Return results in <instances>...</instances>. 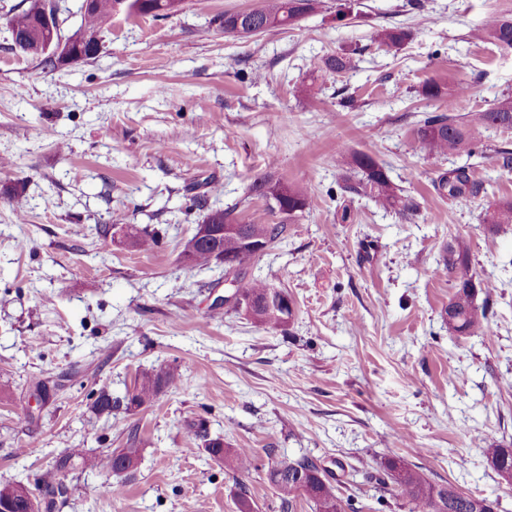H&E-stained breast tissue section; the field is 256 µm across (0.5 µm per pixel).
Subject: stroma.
<instances>
[{
  "label": "stroma",
  "instance_id": "35a3bbf8",
  "mask_svg": "<svg viewBox=\"0 0 512 512\" xmlns=\"http://www.w3.org/2000/svg\"><path fill=\"white\" fill-rule=\"evenodd\" d=\"M256 3L122 13L96 58L54 67L15 49L7 19L24 2L0 0V484L35 486L65 450L107 454L134 434V476L71 470L54 512H237L242 489L254 512H284L266 474L302 455L344 465L362 512H400L378 489L390 459L512 512V487L478 443L512 447V224L483 222L488 204L512 201L501 156L512 130L479 129L475 155L438 167L416 134L436 108L425 82L465 88L461 115L512 96V51L473 37L512 0H324L297 25L248 37L211 23ZM381 27L410 38L378 47ZM342 50L354 69L317 72ZM354 151L385 165L418 214L341 193ZM461 166L483 193L440 197L436 169ZM265 172L307 186L302 217L284 221L251 192ZM17 182L21 217L3 192ZM199 196L243 224L285 223L239 282L287 290V326L215 315L229 292L223 264L181 258ZM116 211L158 244L130 247L110 225ZM455 235L496 285L480 336L449 335L443 320L453 288L434 268ZM164 366L181 373L178 388L94 413L100 389L125 398ZM199 420L205 436L190 435ZM217 437L250 450V473L209 456ZM107 484L121 496L103 494Z\"/></svg>",
  "mask_w": 512,
  "mask_h": 512
}]
</instances>
